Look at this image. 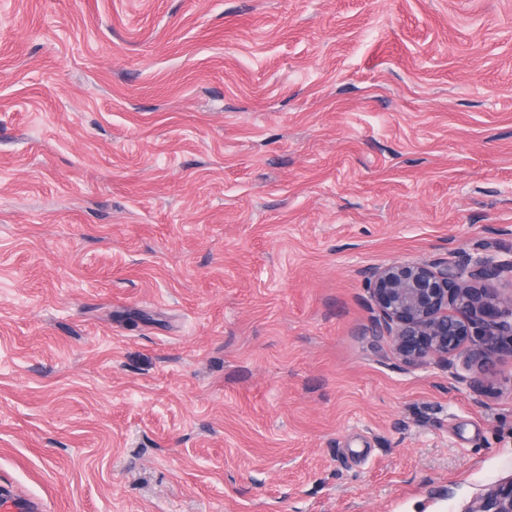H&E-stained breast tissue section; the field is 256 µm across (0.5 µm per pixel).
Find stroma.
I'll list each match as a JSON object with an SVG mask.
<instances>
[{"label":"stroma","mask_w":512,"mask_h":512,"mask_svg":"<svg viewBox=\"0 0 512 512\" xmlns=\"http://www.w3.org/2000/svg\"><path fill=\"white\" fill-rule=\"evenodd\" d=\"M512 248V0H0V485L41 512H462L492 391L366 271Z\"/></svg>","instance_id":"35a3bbf8"}]
</instances>
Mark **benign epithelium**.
<instances>
[{"label": "benign epithelium", "instance_id": "7a95c632", "mask_svg": "<svg viewBox=\"0 0 512 512\" xmlns=\"http://www.w3.org/2000/svg\"><path fill=\"white\" fill-rule=\"evenodd\" d=\"M512 278V249L477 248L463 262L393 261L371 269L367 291L375 311L372 336L388 337L411 369L437 367L472 388L512 353V294L496 284ZM463 512H512V477L474 497Z\"/></svg>", "mask_w": 512, "mask_h": 512}]
</instances>
